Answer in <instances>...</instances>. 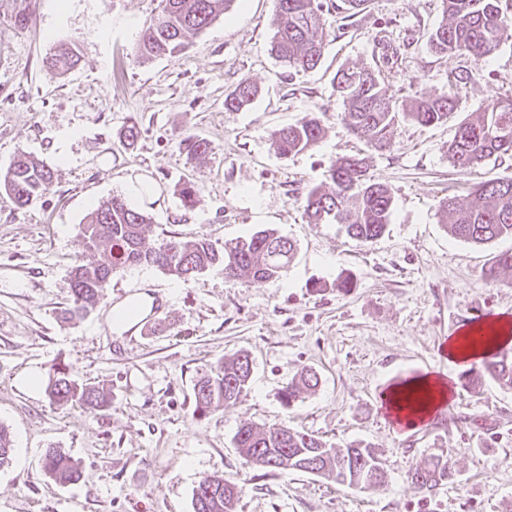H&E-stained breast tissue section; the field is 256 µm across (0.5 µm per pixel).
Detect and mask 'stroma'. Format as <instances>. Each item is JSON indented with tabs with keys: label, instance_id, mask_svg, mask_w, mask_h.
Returning a JSON list of instances; mask_svg holds the SVG:
<instances>
[{
	"label": "stroma",
	"instance_id": "1",
	"mask_svg": "<svg viewBox=\"0 0 512 512\" xmlns=\"http://www.w3.org/2000/svg\"><path fill=\"white\" fill-rule=\"evenodd\" d=\"M159 0H0V177L22 152L53 171L48 193L16 208L0 195V425L14 446L0 469V512H193L203 478L243 487L236 512H504L512 505V389L462 386L463 363L449 340L485 317L512 319V273L487 281L491 258L512 238L474 244L453 238L440 198L512 176L487 163L460 172L448 161L459 123L488 97L512 99V40L485 63L431 51L425 36L442 19L441 0H369L342 21L328 14L320 65L289 76L271 51L275 0H235L189 49L139 64L134 54ZM386 30L402 48L390 90L436 97L462 69L474 77L447 122L402 121L391 149L367 147L349 130L334 90L338 70L372 64V37ZM76 41L81 62L67 74L47 59ZM253 103L229 110L241 80ZM318 114L324 133L310 150L281 157L275 129ZM137 120L126 145L121 131ZM187 135L211 153L190 160ZM365 157L389 186L385 233L362 244L340 225L307 223L302 201L326 184L331 160ZM199 190L194 207L179 190ZM152 217L146 241L207 236L224 243L272 229L297 252L285 277H226L209 269L189 282L157 268L113 274L85 319L59 318L72 266L85 260L84 217L113 196ZM350 280V290L338 288ZM151 291L152 309L131 328L113 327L115 304ZM249 356L252 376L237 401L206 413L194 406L200 375ZM104 389L110 407L57 406L53 365ZM318 388L285 408L280 392L302 369ZM450 376L456 403L417 428L393 430L380 404L407 379ZM282 423L342 446L371 444L387 472L379 489L358 491L314 474L262 469L239 455L243 424ZM59 448L83 470L63 486L44 471ZM452 463V479L426 495L407 478L429 459Z\"/></svg>",
	"mask_w": 512,
	"mask_h": 512
}]
</instances>
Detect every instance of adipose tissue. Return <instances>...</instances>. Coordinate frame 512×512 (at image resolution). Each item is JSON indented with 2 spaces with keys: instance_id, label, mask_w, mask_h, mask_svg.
Here are the masks:
<instances>
[{
  "instance_id": "1",
  "label": "adipose tissue",
  "mask_w": 512,
  "mask_h": 512,
  "mask_svg": "<svg viewBox=\"0 0 512 512\" xmlns=\"http://www.w3.org/2000/svg\"><path fill=\"white\" fill-rule=\"evenodd\" d=\"M492 330L496 345L512 343V321L488 319L468 328L466 335L456 336L448 343L451 356L463 362H480L488 350L484 345L467 344V336H476L485 330ZM450 392L445 381L438 377L425 376L409 380L393 389L386 397V405L397 416L414 425L432 416L433 412L447 401Z\"/></svg>"
}]
</instances>
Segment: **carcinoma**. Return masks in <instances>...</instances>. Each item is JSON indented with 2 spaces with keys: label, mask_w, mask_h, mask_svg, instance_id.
<instances>
[{
  "label": "carcinoma",
  "mask_w": 512,
  "mask_h": 512,
  "mask_svg": "<svg viewBox=\"0 0 512 512\" xmlns=\"http://www.w3.org/2000/svg\"><path fill=\"white\" fill-rule=\"evenodd\" d=\"M235 0H160L159 11L145 25L135 59L146 62L162 55L186 50L189 37L224 16ZM367 0H340L332 4L336 14L348 19L362 10ZM324 0H275L273 46L276 57L291 74L318 67L326 40ZM442 21L428 35L432 51L456 54L486 62L500 45L512 38V17L502 0H442ZM384 65L342 69L336 74V92L342 99L345 120L351 132L368 146L386 149L392 145L395 126L401 120L420 125L442 123L456 107L458 90L472 80L469 71L448 78V93L439 97L417 96L411 101L388 93L386 82L398 55L383 31L374 37ZM79 62L76 45L63 42L51 57L54 67L69 71ZM257 87L245 79L227 94L224 106L241 109L250 105ZM320 119L307 116L282 127L272 136V147L280 156L311 149L321 138ZM188 158L207 156L211 143L189 135L180 140ZM512 159V100L491 98L483 101L475 117L461 123L448 145V161L460 172L488 160ZM330 187L311 188L304 197L303 209L310 224H339L346 235L369 243L379 238L389 224L392 208L390 188L368 175L365 159L342 156L329 166ZM53 181L51 169L31 155H18L0 183L9 200L23 208L46 193ZM440 210L448 217V231L460 240L488 243L502 236L512 237V177L478 185L465 200L444 197ZM148 214L131 208L126 200L114 196L92 210L82 224V236L91 259L73 266L69 278V299L61 311L63 318L83 319L102 295L103 283L115 272L131 266L158 268L177 279L188 281L203 271L221 266L227 277L252 280L280 278L288 272L295 245L273 230L257 231L219 247L205 236L191 240L176 237L156 244L146 243ZM512 271V252H501L483 270L487 280ZM252 374L251 361L239 356L201 376L194 385L195 409L205 412L236 401L247 390ZM465 383L478 386L489 378L512 388V350L499 348L483 359L482 367L463 374ZM319 384L317 372L304 369L283 388L282 399L291 406L300 395ZM49 396L60 406L80 404L91 409L105 408L111 398L95 386L78 382L71 371L53 368ZM236 448L249 462L263 458L265 469L276 470L288 457V470L304 472L318 458L315 450L331 444L320 437L302 433L286 425L259 428L243 425L234 437ZM13 448L10 434L0 426V468L9 464ZM320 459V458H318ZM375 450L361 441L336 449L320 459L318 474L350 489L374 490L385 484L386 473ZM45 471L61 485L80 481L78 461L58 449L45 456ZM454 476L448 461L433 458L424 467L408 474L412 484L433 493ZM241 487L222 477L201 480L193 492V512H235Z\"/></svg>",
  "instance_id": "cac0c4a2"
}]
</instances>
